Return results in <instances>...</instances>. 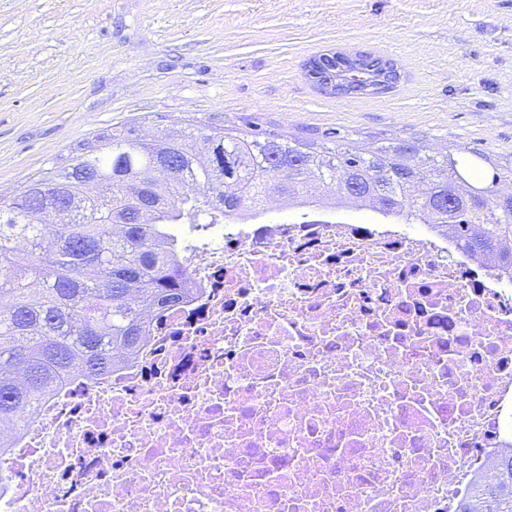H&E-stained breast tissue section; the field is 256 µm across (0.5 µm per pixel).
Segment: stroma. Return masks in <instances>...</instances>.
<instances>
[{"label":"stroma","instance_id":"obj_1","mask_svg":"<svg viewBox=\"0 0 512 512\" xmlns=\"http://www.w3.org/2000/svg\"><path fill=\"white\" fill-rule=\"evenodd\" d=\"M364 51L401 68L334 97L306 61ZM250 122L418 140L512 185V0H0V197L112 127Z\"/></svg>","mask_w":512,"mask_h":512}]
</instances>
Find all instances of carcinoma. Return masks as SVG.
I'll return each mask as SVG.
<instances>
[{"instance_id":"carcinoma-1","label":"carcinoma","mask_w":512,"mask_h":512,"mask_svg":"<svg viewBox=\"0 0 512 512\" xmlns=\"http://www.w3.org/2000/svg\"><path fill=\"white\" fill-rule=\"evenodd\" d=\"M414 140L359 152L333 132L245 133L213 122L133 126L78 144L0 201V455L21 409L66 379L112 371L148 336L144 313L193 293L180 224H226L283 198L429 224L512 278V198ZM460 512H512V442Z\"/></svg>"}]
</instances>
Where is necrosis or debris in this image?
<instances>
[{"label":"necrosis or debris","mask_w":512,"mask_h":512,"mask_svg":"<svg viewBox=\"0 0 512 512\" xmlns=\"http://www.w3.org/2000/svg\"><path fill=\"white\" fill-rule=\"evenodd\" d=\"M111 375L24 409L0 512H458L512 441V281L427 224H216Z\"/></svg>","instance_id":"4bbe7bcc"}]
</instances>
